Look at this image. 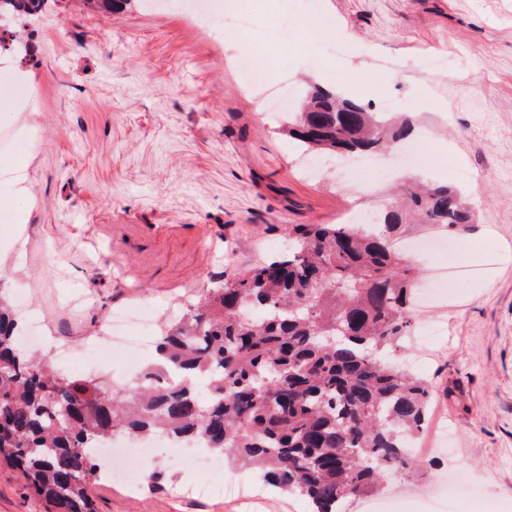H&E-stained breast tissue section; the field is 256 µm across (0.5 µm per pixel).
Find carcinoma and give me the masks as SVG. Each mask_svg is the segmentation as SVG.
Returning a JSON list of instances; mask_svg holds the SVG:
<instances>
[{"label":"carcinoma","mask_w":512,"mask_h":512,"mask_svg":"<svg viewBox=\"0 0 512 512\" xmlns=\"http://www.w3.org/2000/svg\"><path fill=\"white\" fill-rule=\"evenodd\" d=\"M141 0H83L116 16ZM47 0H0V29ZM282 131L317 156L376 153L406 136L334 88L302 91ZM396 204L360 224H287L288 250L202 290L161 327L145 380L110 386L57 374L20 347L0 297V462L21 470L49 512H96L103 478L89 452L118 434L195 438L232 464L257 469L314 512H339L389 472L417 466L430 384L385 357L411 334L417 270L395 246L410 222L461 236L473 215L444 185L402 184Z\"/></svg>","instance_id":"1"}]
</instances>
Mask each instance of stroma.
Wrapping results in <instances>:
<instances>
[{
  "mask_svg": "<svg viewBox=\"0 0 512 512\" xmlns=\"http://www.w3.org/2000/svg\"><path fill=\"white\" fill-rule=\"evenodd\" d=\"M258 34L213 39L175 12L132 9L111 19L82 0H48L45 26L27 29L36 49L13 65L32 92L24 110L0 100V124L35 125L39 147L0 154V294L44 306L72 356L57 369L125 383L111 350H97L109 318L133 302L160 320L176 301L256 263V240L283 239L286 224H335L344 211L388 203L398 177L456 188L474 211L468 264L497 255L490 273L454 283L445 330L417 374L436 395L414 472H395L383 493L397 512H432L416 489L448 471L436 454L451 431L461 470L456 512H512V0H321L349 51L325 71L329 42L293 17L290 52L267 45L283 0H224ZM447 58L424 76L423 54ZM252 57L298 83L335 84L371 107L392 99L414 128L436 134L421 166L386 174L387 159L346 174L328 161L309 176L306 158L279 131L283 110L240 92L234 58ZM232 261H225L226 248ZM161 489L128 490L123 476L96 482L97 512H243L228 497H183L200 480L168 448L151 461ZM0 512H47L20 471L0 463Z\"/></svg>",
  "mask_w": 512,
  "mask_h": 512,
  "instance_id": "obj_1",
  "label": "stroma"
}]
</instances>
